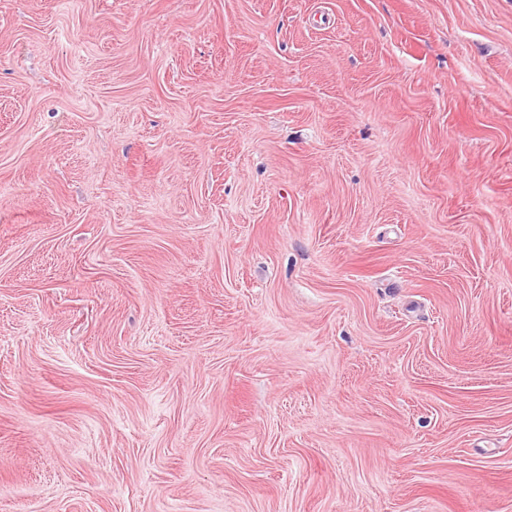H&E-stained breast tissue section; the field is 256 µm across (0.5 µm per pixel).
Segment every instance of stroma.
<instances>
[{"instance_id":"1","label":"stroma","mask_w":512,"mask_h":512,"mask_svg":"<svg viewBox=\"0 0 512 512\" xmlns=\"http://www.w3.org/2000/svg\"><path fill=\"white\" fill-rule=\"evenodd\" d=\"M0 512H512V0H0Z\"/></svg>"}]
</instances>
